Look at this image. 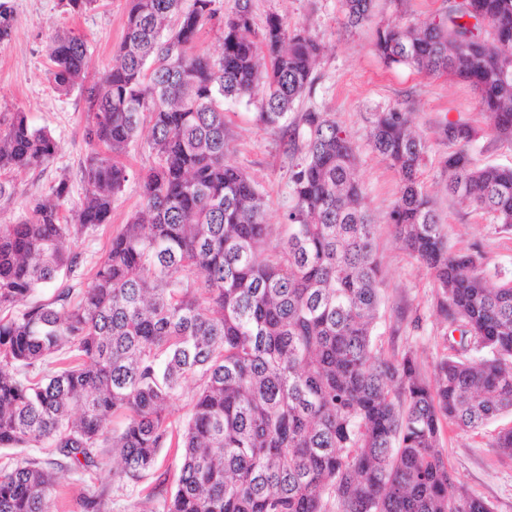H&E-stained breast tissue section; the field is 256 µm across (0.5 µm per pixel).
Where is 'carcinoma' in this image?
<instances>
[{"label": "carcinoma", "instance_id": "cac0c4a2", "mask_svg": "<svg viewBox=\"0 0 512 512\" xmlns=\"http://www.w3.org/2000/svg\"><path fill=\"white\" fill-rule=\"evenodd\" d=\"M342 4L358 26L373 0ZM214 5L128 0L112 64L90 84L84 39L51 40L50 82L84 94L91 151L72 217L61 178L31 197L25 217L0 224V311L11 312L0 317V447L50 448L60 460L0 464V512H52L55 468H97L104 448L120 458L118 481L137 483L172 445L181 475L162 512H492L451 487L441 430L477 431L512 413V282L491 286L481 253L448 251L422 185L425 144L412 113H374L372 148L401 181L388 223L432 271L437 310L460 333V351L433 363L431 382L411 356H384L374 334L376 224L351 136L324 112L288 121L321 45L276 14L255 31L251 0L223 16ZM213 21L217 60L196 50ZM373 49L388 65L469 83L494 133L512 143V0H448L416 27L377 28ZM257 95L258 121L288 136L295 158L288 233L275 244L262 195L226 161L224 101ZM145 123L154 162L139 172V210L78 302L71 288L31 302L81 266L70 237L110 222L128 180L119 158ZM444 134L455 145L448 194L512 226V167L475 165L470 126ZM56 153L52 134L25 113L0 121V199L12 196L7 174ZM471 345L486 355L467 358ZM190 379L192 415L176 432L168 405ZM116 415L125 419L118 432L109 428ZM492 447L512 459V427Z\"/></svg>", "mask_w": 512, "mask_h": 512}]
</instances>
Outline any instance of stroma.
I'll list each match as a JSON object with an SVG mask.
<instances>
[{"mask_svg": "<svg viewBox=\"0 0 512 512\" xmlns=\"http://www.w3.org/2000/svg\"><path fill=\"white\" fill-rule=\"evenodd\" d=\"M12 11L10 37L0 40V116L24 112L37 128L51 132L59 149L55 160L36 170L10 174L11 200H0V224L15 223L28 200L59 179H68L72 203L85 193L82 166L89 152L84 141L88 114L79 91L57 92L48 71V45L63 32L80 35L88 47L89 79L100 78L112 62V53L125 32L127 0H98L94 7L71 11L66 0H7ZM444 0H375L370 18L358 27L347 25L341 0H252L255 29L269 14L289 26L307 29L322 46L314 69V83L296 103L293 119L308 111L327 112L353 139L357 155L356 178L364 204L377 221L376 245L381 266L384 308L376 324L377 343L389 357L412 354L423 374L441 357L452 339L435 306L431 270L398 245L386 218L399 196L395 170L370 144L373 113L390 107L410 111L416 130L427 146L421 180L443 224L450 251L480 250L489 283L512 279V227L490 223L487 216L448 196L444 161L453 146L443 131L448 123H465L479 130L470 147L473 161L512 167V144L497 139L489 129L477 96L465 82L431 77L406 66H387L372 51L378 26H411L438 17ZM230 130L227 159L242 169L264 197L266 220L281 226L288 208V174L292 158L280 135L257 119L258 101L224 104ZM154 158L146 134H139L124 158L131 175L112 205L110 223L73 238L71 246L83 255L79 276L70 278L76 289L89 285L94 265L110 247L112 237L139 209L141 187L137 174ZM512 427L506 415L479 432L444 425L441 444L453 485L467 487L488 502L494 512H512V461L498 457L493 436ZM177 448L160 450L155 469L135 485L119 486L118 458L104 454L101 466L62 472L54 500L56 512H88L80 498L103 492L101 512H145L153 487L174 491L180 473Z\"/></svg>", "mask_w": 512, "mask_h": 512, "instance_id": "obj_1", "label": "stroma"}]
</instances>
